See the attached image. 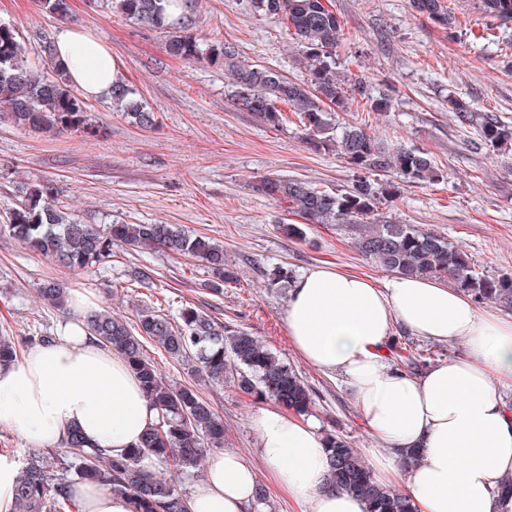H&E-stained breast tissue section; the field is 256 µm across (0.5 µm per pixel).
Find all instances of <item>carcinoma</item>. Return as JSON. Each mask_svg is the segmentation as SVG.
Wrapping results in <instances>:
<instances>
[{"label": "carcinoma", "mask_w": 512, "mask_h": 512, "mask_svg": "<svg viewBox=\"0 0 512 512\" xmlns=\"http://www.w3.org/2000/svg\"><path fill=\"white\" fill-rule=\"evenodd\" d=\"M128 19L166 33L168 55L187 62L206 61L226 68L231 98L239 109L253 112L273 126L282 124L277 104L285 103L297 117L299 132L317 149L334 150L356 170L351 189L322 190L295 177L270 175L254 191L287 205L288 212L308 224H349L356 229V248L376 266L396 275L438 278L470 296L476 303L492 302L512 310V276L490 277L448 238L414 224L375 218L384 192L374 177L394 172L404 183L439 180L429 152L388 148L363 127L338 128L335 112L349 98L345 80L336 73V48L341 21L329 0H256V7L286 24L307 57V78L291 80L278 71L239 59L229 42H209L189 32V0H108ZM418 15L453 28L445 0H413ZM40 11L56 19L71 14L69 0H39ZM483 14L500 25L512 23V0H481ZM112 100L132 122L150 127L154 114L125 81L112 88ZM451 109L462 123L477 122L487 148L501 150L512 143V127L492 115L478 116L457 99ZM20 128L42 133L80 132L98 135L85 101L70 84L53 52V42L41 47L32 61L25 55L19 32L0 26V118ZM19 204L9 211L4 228L48 260L72 270H85L112 257V247L133 251H168L204 262L211 279L207 288L224 293L236 280L224 260L223 242L188 235L174 224H87L67 212L60 189L50 180L21 182ZM48 304L64 309L68 291L48 280L40 288ZM173 323L153 308L139 312L136 323L106 309L88 316L87 325L98 341L123 354L139 375L145 392L160 413L158 426L124 458L100 448H87L78 434L65 448H45L22 468L12 512H82L73 486L93 483L132 497L136 512H186V495L177 480L192 475L209 451L224 448V419L193 387L169 385L154 361L144 353L145 340L154 342L169 358L193 360L198 371L215 384L232 378L245 395L269 398L294 414L308 415L314 404L302 377L281 361L260 339L245 332H224V324L191 306L178 311ZM18 358L14 338L0 336V364ZM330 455L331 484L359 498L367 512H414L409 496L378 483L348 442L325 435ZM149 458L153 469L142 461Z\"/></svg>", "instance_id": "carcinoma-1"}]
</instances>
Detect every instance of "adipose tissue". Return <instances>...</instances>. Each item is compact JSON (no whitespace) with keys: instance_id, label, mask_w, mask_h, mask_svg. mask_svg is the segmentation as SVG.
<instances>
[{"instance_id":"adipose-tissue-1","label":"adipose tissue","mask_w":512,"mask_h":512,"mask_svg":"<svg viewBox=\"0 0 512 512\" xmlns=\"http://www.w3.org/2000/svg\"><path fill=\"white\" fill-rule=\"evenodd\" d=\"M53 49L72 85L87 96H111L121 74L109 47L83 28L59 26ZM70 315L57 339L0 366V422L31 449L65 446L80 433L87 446L125 455L159 422L123 356L87 328L95 300L69 292ZM295 350L310 365L339 375L351 389L379 447L369 464L381 484L403 486L417 512H512L500 486L512 475V409L498 387L512 388V318L480 311L474 301L434 279L397 276L384 286L329 267L294 284L285 311ZM434 340H464L468 354L415 375L386 359L395 331ZM255 450L276 486L305 512H366L363 501L328 487L329 455L317 423L277 406L255 417ZM420 451L403 467L400 453ZM203 483L187 512H250L258 473L234 449L208 454ZM83 512H135L133 500L80 484Z\"/></svg>"}]
</instances>
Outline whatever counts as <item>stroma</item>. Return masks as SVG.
<instances>
[{
    "instance_id": "obj_1",
    "label": "stroma",
    "mask_w": 512,
    "mask_h": 512,
    "mask_svg": "<svg viewBox=\"0 0 512 512\" xmlns=\"http://www.w3.org/2000/svg\"><path fill=\"white\" fill-rule=\"evenodd\" d=\"M342 25L336 70L362 81L364 92L337 113L338 125L355 124L388 146L428 151L438 181L404 184L387 195L378 217L415 224L460 243L485 274H512V151L479 146L478 127L460 123L449 98L471 111L496 115L512 126V28L492 26L480 0H448L455 34L418 16L410 0H331ZM78 26L111 48L122 76L137 89L155 124L140 128L110 99L87 98L101 131L48 136L0 119V226L16 201L20 181L49 179L62 188L64 204L89 224H176L223 241L236 275L223 294L206 289L204 264L163 252L114 249L97 271L70 270L30 250L0 229V335L20 349L39 336H57L66 312L44 303L39 284L57 280L80 288L100 306L135 321L157 299L176 317L190 305L227 328L263 340L296 369L312 390V418L321 430L346 438L360 455L378 447L346 384L307 363L288 336L284 312L291 281L269 284L263 274L282 267L300 277L329 266L370 278L376 286L389 272L365 260L350 226L310 225L305 240L283 234L297 223L283 204L254 192L269 174L295 176L330 192L349 189L354 170L333 151L302 143L295 123L273 126L239 110L223 67L186 62L164 50L165 35L108 9L103 0H70ZM195 35L233 43L246 62L273 68L291 79L307 75L303 54L285 24L258 11L254 0H193ZM15 25L28 56L53 39L57 20L35 0H0V23ZM389 98L386 112L370 111L367 96ZM154 271L152 288L137 284L142 268ZM407 357L430 355L438 364L467 355L465 341L438 342L395 332ZM145 353L174 387L191 386L224 420V445L252 455L254 417L265 402L243 395L232 382L210 384L189 363L166 357L154 343Z\"/></svg>"
}]
</instances>
